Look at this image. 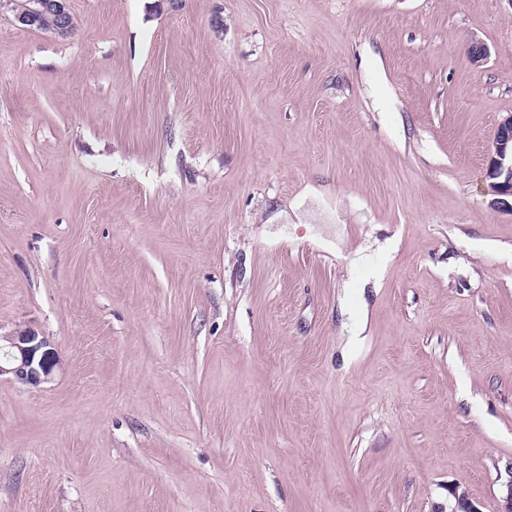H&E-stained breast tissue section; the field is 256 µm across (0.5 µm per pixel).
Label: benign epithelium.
I'll return each mask as SVG.
<instances>
[{
	"instance_id": "obj_1",
	"label": "benign epithelium",
	"mask_w": 512,
	"mask_h": 512,
	"mask_svg": "<svg viewBox=\"0 0 512 512\" xmlns=\"http://www.w3.org/2000/svg\"><path fill=\"white\" fill-rule=\"evenodd\" d=\"M12 14L24 29H34L40 20L50 15L54 24L48 32L58 38H68L74 32V18L68 0H0V12ZM489 167L487 194L491 208L512 212V113L502 118L494 131L488 150ZM59 359L50 342L37 332L25 328L0 334V378L38 386L52 379Z\"/></svg>"
}]
</instances>
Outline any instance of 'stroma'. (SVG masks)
I'll list each match as a JSON object with an SVG mask.
<instances>
[{
  "mask_svg": "<svg viewBox=\"0 0 512 512\" xmlns=\"http://www.w3.org/2000/svg\"><path fill=\"white\" fill-rule=\"evenodd\" d=\"M69 6L0 15V512H498L512 0ZM68 0H1L0 12H10L15 22L24 29H34L41 21L38 30H48L58 38H68L74 32V18ZM488 155L487 195L492 196L489 205L512 213V113L498 122ZM49 346L45 336L28 328L0 333V379L10 376L32 386L51 380L59 359Z\"/></svg>",
  "mask_w": 512,
  "mask_h": 512,
  "instance_id": "35a3bbf8",
  "label": "stroma"
}]
</instances>
